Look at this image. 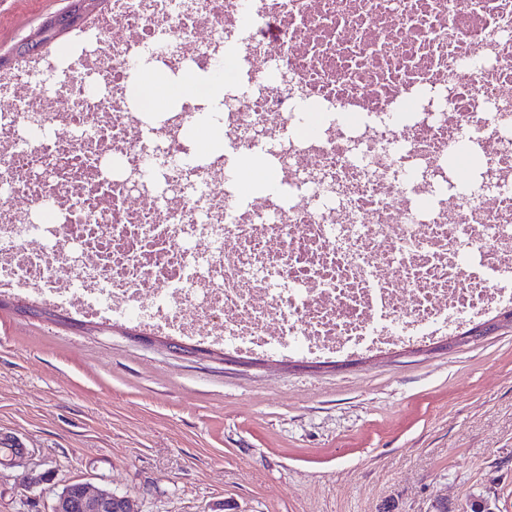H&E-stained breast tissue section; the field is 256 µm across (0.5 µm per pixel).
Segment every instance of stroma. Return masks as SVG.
Instances as JSON below:
<instances>
[{"label": "stroma", "instance_id": "1", "mask_svg": "<svg viewBox=\"0 0 512 512\" xmlns=\"http://www.w3.org/2000/svg\"><path fill=\"white\" fill-rule=\"evenodd\" d=\"M68 0H0V50ZM129 325L0 298V512H51L74 482L136 512H512V330L339 368L181 354Z\"/></svg>", "mask_w": 512, "mask_h": 512}]
</instances>
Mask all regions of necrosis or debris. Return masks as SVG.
Wrapping results in <instances>:
<instances>
[{
	"instance_id": "necrosis-or-debris-1",
	"label": "necrosis or debris",
	"mask_w": 512,
	"mask_h": 512,
	"mask_svg": "<svg viewBox=\"0 0 512 512\" xmlns=\"http://www.w3.org/2000/svg\"><path fill=\"white\" fill-rule=\"evenodd\" d=\"M145 58L222 76L223 111L143 105ZM261 140L279 181L253 196ZM0 294L315 357L511 306L512 0H108L0 70Z\"/></svg>"
}]
</instances>
